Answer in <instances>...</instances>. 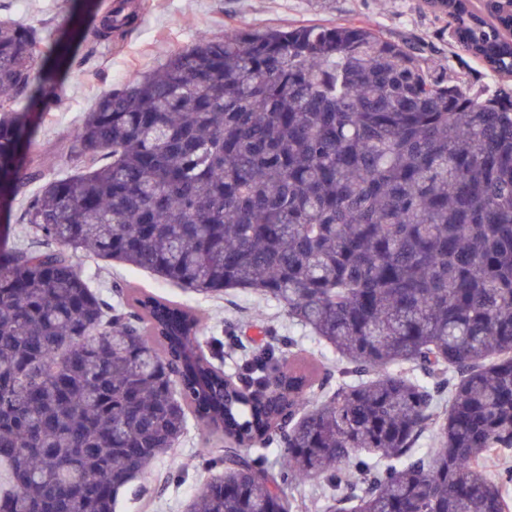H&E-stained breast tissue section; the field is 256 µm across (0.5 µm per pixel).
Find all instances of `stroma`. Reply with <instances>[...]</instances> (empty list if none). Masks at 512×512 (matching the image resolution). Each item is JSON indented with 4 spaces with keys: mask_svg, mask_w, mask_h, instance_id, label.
Segmentation results:
<instances>
[{
    "mask_svg": "<svg viewBox=\"0 0 512 512\" xmlns=\"http://www.w3.org/2000/svg\"><path fill=\"white\" fill-rule=\"evenodd\" d=\"M112 0H13L10 10L16 21L39 27L58 28L71 7L105 13ZM144 5L146 18L127 35L98 43L94 50L75 45L78 57L61 86L63 107L39 124L29 154L52 169H63V143L80 125L85 112L106 90L130 75L154 69L171 52L192 42L199 32L222 34L226 27L299 26L330 24L358 18L368 21L392 40L418 47L436 64L449 83L463 80L475 91L512 88L511 77H499L463 52L445 17L435 15L425 0H132ZM85 276L96 280L105 299H113V284H127L190 304L210 318L211 336H236L234 357L225 358L226 373H236L246 354L265 344L268 330L291 339L317 365L333 366L335 352L288 318L286 308L266 301L247 289H234L209 298L171 286L152 274L135 272L101 259L86 261ZM203 442L196 426H189L177 453L185 463L177 475L169 474L166 461L157 460L141 476V496L123 490L116 512H186L199 489L218 474L214 461L223 454L213 445L210 458H203Z\"/></svg>",
    "mask_w": 512,
    "mask_h": 512,
    "instance_id": "stroma-1",
    "label": "stroma"
}]
</instances>
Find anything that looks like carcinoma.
<instances>
[{
	"instance_id": "cac0c4a2",
	"label": "carcinoma",
	"mask_w": 512,
	"mask_h": 512,
	"mask_svg": "<svg viewBox=\"0 0 512 512\" xmlns=\"http://www.w3.org/2000/svg\"><path fill=\"white\" fill-rule=\"evenodd\" d=\"M427 4L512 76L503 17ZM136 21L111 8L90 35ZM69 52L0 18V203L28 194L42 241L0 252V512H114L153 460L183 470L191 419L203 453L229 446L190 512H292L285 486L317 477L325 512H509L512 94L450 85L366 24L203 32L104 92L60 174L23 150ZM87 258L277 301L336 374L271 342L227 375L202 312L108 302ZM274 442L275 468L243 452Z\"/></svg>"
}]
</instances>
